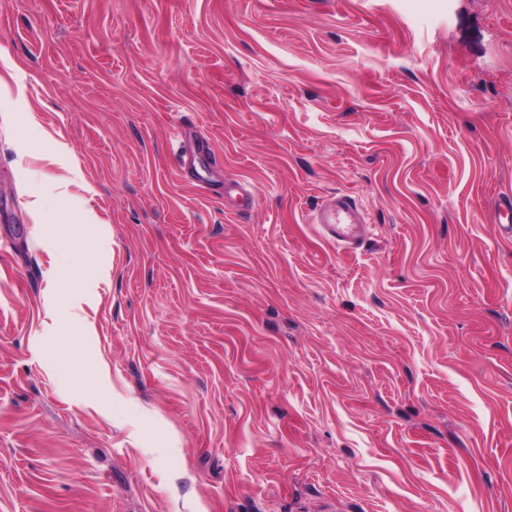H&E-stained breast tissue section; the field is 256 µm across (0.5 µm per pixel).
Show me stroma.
<instances>
[{"instance_id": "obj_1", "label": "stroma", "mask_w": 512, "mask_h": 512, "mask_svg": "<svg viewBox=\"0 0 512 512\" xmlns=\"http://www.w3.org/2000/svg\"><path fill=\"white\" fill-rule=\"evenodd\" d=\"M0 77V512H512V0H0ZM324 238L336 246L355 243L363 235L362 209L356 200L347 194L336 193L327 197L315 215Z\"/></svg>"}]
</instances>
